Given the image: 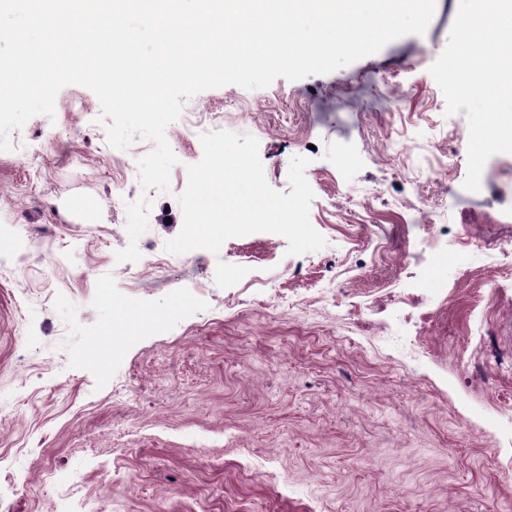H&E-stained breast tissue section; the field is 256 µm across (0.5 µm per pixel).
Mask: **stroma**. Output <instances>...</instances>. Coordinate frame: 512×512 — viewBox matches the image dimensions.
<instances>
[{
  "mask_svg": "<svg viewBox=\"0 0 512 512\" xmlns=\"http://www.w3.org/2000/svg\"><path fill=\"white\" fill-rule=\"evenodd\" d=\"M456 12L436 0L425 34L329 74L187 100L165 192L114 167L83 86L11 133L0 225L27 227L31 258L0 248V452L23 487L0 512H512V154L464 189L468 119L446 115L429 72ZM244 112L272 188L290 192V160L308 158L326 246L291 255L259 232L152 268L182 228L201 134ZM424 202L429 230L412 222ZM464 238L481 270L431 278L429 254L455 262ZM187 285L199 314L110 337V374L77 359L83 326L112 316L101 293L154 307Z\"/></svg>",
  "mask_w": 512,
  "mask_h": 512,
  "instance_id": "1",
  "label": "stroma"
}]
</instances>
